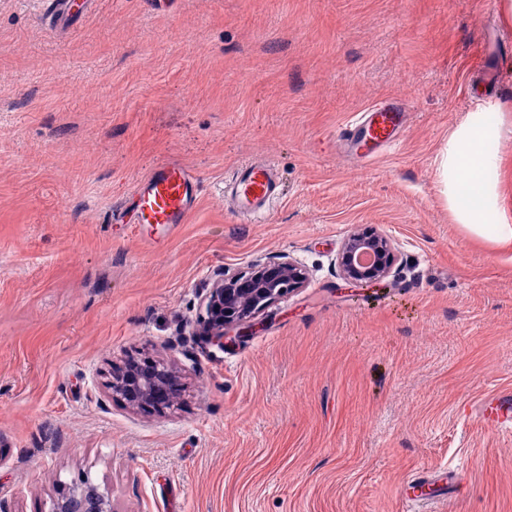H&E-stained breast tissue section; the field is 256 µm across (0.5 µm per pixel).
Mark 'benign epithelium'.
<instances>
[{
	"label": "benign epithelium",
	"instance_id": "benign-epithelium-1",
	"mask_svg": "<svg viewBox=\"0 0 512 512\" xmlns=\"http://www.w3.org/2000/svg\"><path fill=\"white\" fill-rule=\"evenodd\" d=\"M397 257L382 234L351 233L343 242L337 262L346 283L367 290L381 287ZM306 281L304 269L292 258L256 263L241 272H225L201 297L203 335L224 347L227 331L253 332L256 320L268 308ZM180 371L151 359L147 364L129 360L112 367L106 383L108 394L131 410L163 411L173 401ZM50 512H115L107 489L83 475L53 500Z\"/></svg>",
	"mask_w": 512,
	"mask_h": 512
}]
</instances>
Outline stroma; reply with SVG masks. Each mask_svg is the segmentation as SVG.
Returning <instances> with one entry per match:
<instances>
[{"instance_id":"obj_1","label":"stroma","mask_w":512,"mask_h":512,"mask_svg":"<svg viewBox=\"0 0 512 512\" xmlns=\"http://www.w3.org/2000/svg\"><path fill=\"white\" fill-rule=\"evenodd\" d=\"M46 3L0 0V500L48 512L85 474L116 512H409L412 479L455 470L418 512H512V436L476 414L512 387V249L457 224L437 177L492 99L512 217L502 0H94L64 28ZM390 99L399 144L341 152L339 128ZM257 157L285 187L246 222L224 180ZM172 159L201 192L155 250L110 216ZM365 229L399 255L374 299L337 264ZM282 256L306 285L208 344L216 274ZM148 354L182 370L162 414L104 386Z\"/></svg>"}]
</instances>
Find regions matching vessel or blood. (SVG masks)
I'll list each match as a JSON object with an SVG mask.
<instances>
[{"label":"vessel or blood","mask_w":512,"mask_h":512,"mask_svg":"<svg viewBox=\"0 0 512 512\" xmlns=\"http://www.w3.org/2000/svg\"><path fill=\"white\" fill-rule=\"evenodd\" d=\"M408 123L401 103L391 102L365 110L339 131V147L354 159L378 153L395 144ZM281 190L277 167L258 159L238 166L224 182V195L233 212L243 219L266 217ZM200 181L195 172L171 160L141 179L127 202L113 213L116 224L138 227L183 223L195 208ZM481 419L500 433H512V388L501 387L484 398Z\"/></svg>","instance_id":"vessel-or-blood-1"}]
</instances>
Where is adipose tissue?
<instances>
[{"label":"adipose tissue","mask_w":512,"mask_h":512,"mask_svg":"<svg viewBox=\"0 0 512 512\" xmlns=\"http://www.w3.org/2000/svg\"><path fill=\"white\" fill-rule=\"evenodd\" d=\"M501 159L486 147V134L480 113L455 131L439 162L442 192L456 221L475 235L493 232L504 247H512V226L505 213L494 182Z\"/></svg>","instance_id":"adipose-tissue-1"}]
</instances>
